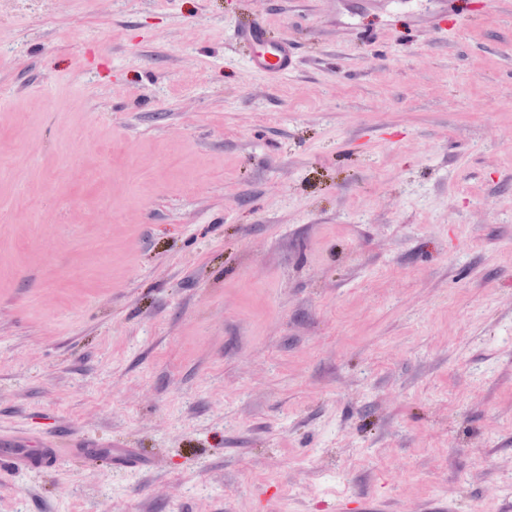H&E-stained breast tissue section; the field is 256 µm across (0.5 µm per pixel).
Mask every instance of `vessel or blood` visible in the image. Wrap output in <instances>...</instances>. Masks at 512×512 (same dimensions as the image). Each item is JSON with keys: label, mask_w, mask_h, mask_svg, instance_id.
<instances>
[{"label": "vessel or blood", "mask_w": 512, "mask_h": 512, "mask_svg": "<svg viewBox=\"0 0 512 512\" xmlns=\"http://www.w3.org/2000/svg\"><path fill=\"white\" fill-rule=\"evenodd\" d=\"M238 41L252 48L249 57L250 71L271 77L281 76L293 70L296 64L295 51L288 40L270 42L262 25L256 24L239 30ZM63 454H76L87 459L105 456L106 451L97 444L83 440L47 439L40 451L29 450L24 437L0 433V463L7 461L19 468L41 466L51 463Z\"/></svg>", "instance_id": "obj_1"}]
</instances>
